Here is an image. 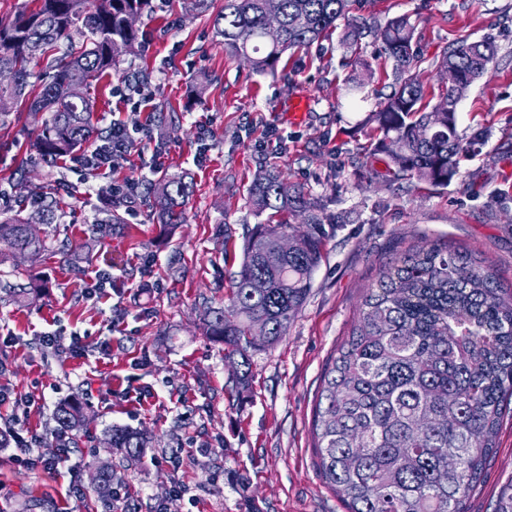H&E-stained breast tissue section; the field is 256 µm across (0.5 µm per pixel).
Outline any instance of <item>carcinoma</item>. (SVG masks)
Instances as JSON below:
<instances>
[{
  "instance_id": "obj_1",
  "label": "carcinoma",
  "mask_w": 512,
  "mask_h": 512,
  "mask_svg": "<svg viewBox=\"0 0 512 512\" xmlns=\"http://www.w3.org/2000/svg\"><path fill=\"white\" fill-rule=\"evenodd\" d=\"M14 19L0 22V99L46 114L34 148L56 162L111 132L94 121L99 81L130 51L138 30L128 17L151 12L152 0H35ZM356 0H224L213 28L224 47L258 73L275 72L283 55L310 47L337 21L346 36L371 38L392 61L397 85L368 116L377 138L374 154L385 155L395 177L409 176L433 187L453 179L465 150L456 113L445 104L482 78L495 58L485 41L462 40L440 60L456 75L435 105L426 102L419 75L421 35L402 15L375 26L352 15ZM280 18L281 36L266 37L265 18ZM85 74L74 86L71 71ZM160 224L183 223L190 185L182 178L144 185ZM249 194L255 216H266L247 236L243 261L224 306L209 309L206 335L238 356V384L246 387L250 357L277 344L304 303L324 241L315 201L293 190L277 170H266ZM123 198L109 196L106 218L119 224ZM47 224L64 212L54 192L39 195ZM25 200L0 211V256L40 257L43 240L27 231ZM305 216L309 231L296 232L287 217ZM273 236L298 240L289 252H269ZM267 321L264 341L250 337L256 319ZM512 399V294L490 268L466 248L424 242L380 269L360 310L358 325L328 366L314 418L315 452L322 473L347 512H464L494 448L493 437ZM57 428L78 431L86 421L82 403L61 404ZM111 447L139 456L150 444L141 431L114 427Z\"/></svg>"
}]
</instances>
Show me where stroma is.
<instances>
[{
	"label": "stroma",
	"mask_w": 512,
	"mask_h": 512,
	"mask_svg": "<svg viewBox=\"0 0 512 512\" xmlns=\"http://www.w3.org/2000/svg\"><path fill=\"white\" fill-rule=\"evenodd\" d=\"M154 5L137 23L132 53L102 79L96 117L102 128L153 121L157 143L113 156L108 180L72 158L27 167L36 124L0 129V211L44 187L74 211L41 225L43 257H0V282L31 289L19 303L0 293V389L36 399L25 414L1 405L0 429L17 424L39 433L36 454L54 458L56 407L76 398L89 417L57 470L28 469L20 449L0 448V512H346L318 467L313 421L325 370L356 324L368 285L426 238L467 248L512 286V0L355 4L356 15L373 24L416 18L420 74L435 102L447 88L438 68L445 52L462 39L496 48L488 73L457 105V129L469 147L445 187L393 179L384 155L362 152L365 118L393 90L392 65L378 59L377 44H365L373 71L353 91L359 68L344 26L288 52L286 75L259 74L215 38L212 20L223 0L204 9L192 0ZM124 72L148 74L152 112L115 96ZM301 93L304 117L288 122V104ZM272 126L287 134L285 145L268 139ZM271 168L318 199L326 239L306 301L286 336L253 355L250 386L239 395L233 363L206 336L205 319L226 299L257 222L250 185ZM181 176L192 184L185 223L163 229L140 195L133 209H122V223L90 232L87 222L113 181ZM64 242L71 252H59ZM96 269L112 277L98 302L85 296ZM48 331L59 336V350L41 345ZM75 336L86 346L80 357L68 350ZM115 426L149 433L151 448L139 457L106 448ZM495 445L467 512H494L512 484V416H504ZM102 462L120 492L108 507L92 484ZM177 483L183 495L174 494ZM75 486L82 498L73 496Z\"/></svg>",
	"instance_id": "obj_1"
}]
</instances>
